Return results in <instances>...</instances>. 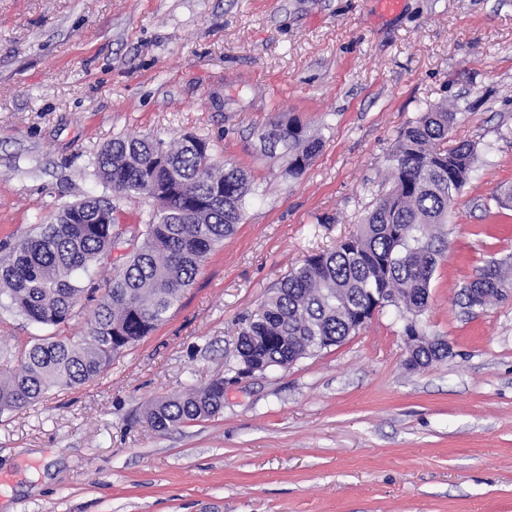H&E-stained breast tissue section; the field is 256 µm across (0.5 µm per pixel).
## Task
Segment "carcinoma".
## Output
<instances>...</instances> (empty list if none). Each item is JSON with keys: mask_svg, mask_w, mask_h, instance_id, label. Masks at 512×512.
<instances>
[{"mask_svg": "<svg viewBox=\"0 0 512 512\" xmlns=\"http://www.w3.org/2000/svg\"><path fill=\"white\" fill-rule=\"evenodd\" d=\"M457 121L458 113L448 107L430 106L404 129L393 155L391 189L378 196L357 233L306 258L242 318L236 362L228 372L246 361L292 364L308 356L305 346L321 337L328 347L342 343L353 333V311L365 309L376 291L414 316L426 308L442 254L429 229L448 223L477 159L476 145L469 141L443 148ZM261 138L270 150H285L292 176L300 175L322 147L292 118L271 123ZM95 173L116 193L144 196L156 209L143 229L128 237L114 216L116 204L86 196L16 242L0 261V296L32 323L58 326L93 305L85 340L50 336L16 354L17 367L0 377V415L35 406L54 388L98 378L155 330L209 253L241 223L251 192L247 173L216 162L209 141L193 134L169 144L149 136L116 138L97 153ZM121 245L130 251L107 287L81 285L79 274L111 258ZM471 287L488 292L474 298ZM505 287L500 264L491 263L460 295L469 306L482 307L499 298L495 289ZM447 354L443 346L425 345L413 352V361L427 367ZM223 408L224 378L219 377L154 400L146 422L165 433Z\"/></svg>", "mask_w": 512, "mask_h": 512, "instance_id": "carcinoma-1", "label": "carcinoma"}]
</instances>
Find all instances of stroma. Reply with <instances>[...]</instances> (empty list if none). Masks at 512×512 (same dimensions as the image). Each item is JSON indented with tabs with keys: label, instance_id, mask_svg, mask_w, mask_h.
Returning <instances> with one entry per match:
<instances>
[{
	"label": "stroma",
	"instance_id": "35a3bbf8",
	"mask_svg": "<svg viewBox=\"0 0 512 512\" xmlns=\"http://www.w3.org/2000/svg\"><path fill=\"white\" fill-rule=\"evenodd\" d=\"M459 108L477 161L434 229L445 242L419 321L451 356L406 364L404 318L224 393L166 433L149 402L223 376L243 316L306 257L355 233L388 187L399 135ZM295 117L322 148L304 171L260 134ZM208 139L253 192L166 320L99 378L0 417L7 512H512V290L467 308L493 262L512 275V0H0V257L64 205L115 199L94 159L113 139ZM0 308V357L59 334Z\"/></svg>",
	"mask_w": 512,
	"mask_h": 512
}]
</instances>
